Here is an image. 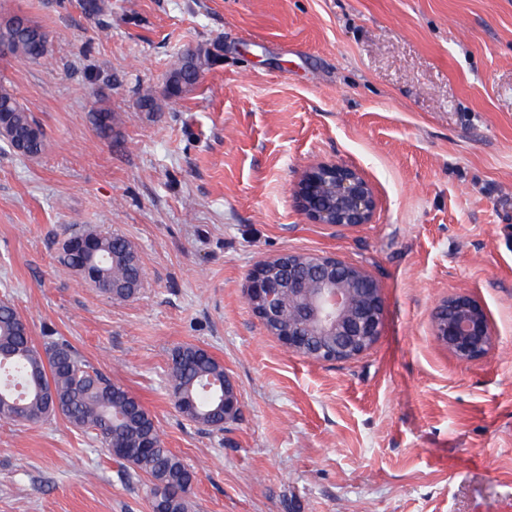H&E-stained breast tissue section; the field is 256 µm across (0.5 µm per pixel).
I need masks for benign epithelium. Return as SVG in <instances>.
Returning a JSON list of instances; mask_svg holds the SVG:
<instances>
[{
	"instance_id": "benign-epithelium-1",
	"label": "benign epithelium",
	"mask_w": 512,
	"mask_h": 512,
	"mask_svg": "<svg viewBox=\"0 0 512 512\" xmlns=\"http://www.w3.org/2000/svg\"><path fill=\"white\" fill-rule=\"evenodd\" d=\"M297 207L313 224L350 227L370 223L376 209L371 184L356 169L320 162L311 166L293 190ZM295 253L265 260L251 269L244 286L248 307L263 327L276 333L288 351L320 362H340L369 350L381 335L384 303L378 281L360 266L332 254L306 267ZM288 293V329H280V302ZM433 335L457 361L486 356L494 331L485 307L466 294L439 302L433 313ZM307 336H322L310 350ZM239 411L237 391L224 375V420Z\"/></svg>"
}]
</instances>
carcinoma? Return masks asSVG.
Instances as JSON below:
<instances>
[{
    "instance_id": "cac0c4a2",
    "label": "carcinoma",
    "mask_w": 512,
    "mask_h": 512,
    "mask_svg": "<svg viewBox=\"0 0 512 512\" xmlns=\"http://www.w3.org/2000/svg\"><path fill=\"white\" fill-rule=\"evenodd\" d=\"M82 11L100 24L102 36L109 35L105 18L112 16V0H80ZM14 56L40 62L49 55L45 29L23 16L7 18L0 30V45ZM209 64V53L188 49L166 80V91L178 97L193 88ZM9 115L13 136L11 149L25 157L44 150L40 124L14 91L0 84V113ZM99 134L112 137V111L100 108L93 114ZM93 239L89 250L62 254L59 262L77 272L85 270L92 281H114L141 285L143 271L132 244L123 237L83 231ZM172 398L193 404L189 421L207 428H221L224 417V365L195 345L174 350L168 376ZM60 414L73 427L95 436L105 447L126 449L120 460L145 475L151 483L152 512H190L188 491L195 473L182 458L166 447L154 418L137 397L113 382L85 360L67 341L49 338L44 348L36 346L26 321L15 306L0 301V419L37 423ZM152 447H139L143 439Z\"/></svg>"
}]
</instances>
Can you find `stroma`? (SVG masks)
Masks as SVG:
<instances>
[{
    "instance_id": "1",
    "label": "stroma",
    "mask_w": 512,
    "mask_h": 512,
    "mask_svg": "<svg viewBox=\"0 0 512 512\" xmlns=\"http://www.w3.org/2000/svg\"><path fill=\"white\" fill-rule=\"evenodd\" d=\"M14 14L47 31L51 61L0 55L45 134L33 158L0 141V299L141 401L195 471L192 512H512V0H112L106 38L78 0H0ZM189 48L210 65L166 97ZM320 162L371 184L370 223L298 210ZM89 228L134 246L136 297L60 265L61 239ZM285 252L379 282L370 350L321 363L267 334L244 283ZM455 294L495 334L469 363L433 336ZM186 344L237 388L223 429L169 396ZM150 487L64 417L0 420V512H152Z\"/></svg>"
}]
</instances>
